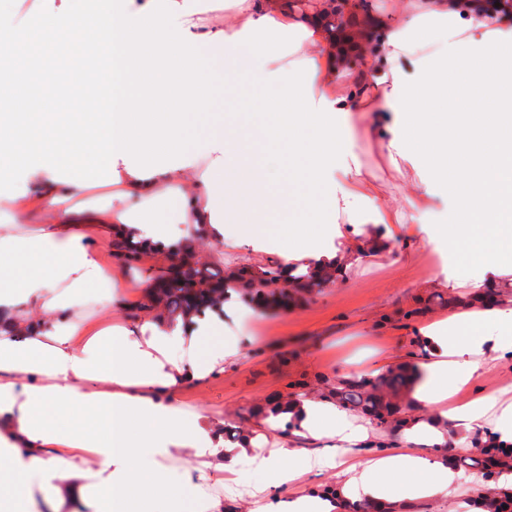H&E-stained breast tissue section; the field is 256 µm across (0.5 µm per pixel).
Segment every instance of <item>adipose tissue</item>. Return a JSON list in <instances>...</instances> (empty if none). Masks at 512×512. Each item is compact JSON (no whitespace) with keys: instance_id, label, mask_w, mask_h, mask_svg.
Wrapping results in <instances>:
<instances>
[{"instance_id":"adipose-tissue-1","label":"adipose tissue","mask_w":512,"mask_h":512,"mask_svg":"<svg viewBox=\"0 0 512 512\" xmlns=\"http://www.w3.org/2000/svg\"><path fill=\"white\" fill-rule=\"evenodd\" d=\"M227 8L212 21L202 0H61L51 26L0 30V207L13 214L0 224V512H224V477L245 467L269 476L251 512H342L452 487L457 456L474 445L449 444L441 417L512 441V402L454 401L478 377L484 345L512 351L501 333L512 307L478 303L427 334L411 399L439 418L405 433L426 435L430 453L365 451L366 434L335 403L305 399L288 417L337 440L306 458L225 442L175 403L235 355L220 319L132 325L87 313L140 306L146 293L101 255L116 231L151 249L211 236L277 255L288 275L342 264L339 223L363 213L402 223L370 177L336 166L337 144L365 114L381 154L424 170L405 199L426 244L483 267L512 254V0H391L380 15L363 0ZM245 86L274 94L210 115L209 132L188 140L220 91ZM284 157L296 173L283 172ZM103 183L110 192L91 200ZM443 194L448 220L430 222ZM285 214L319 233L285 246L291 227L266 222ZM327 468L337 498L288 491Z\"/></svg>"}]
</instances>
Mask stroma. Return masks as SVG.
<instances>
[{
    "mask_svg": "<svg viewBox=\"0 0 512 512\" xmlns=\"http://www.w3.org/2000/svg\"><path fill=\"white\" fill-rule=\"evenodd\" d=\"M356 159L362 173L371 174L381 193L398 208L421 172L411 163L392 167L367 147L362 133L336 155L337 162ZM337 249H350L351 258L335 282L314 289L308 301L281 312L260 311L240 315L224 310V338L237 353L224 371L201 382L184 384L175 401L185 411L201 413L242 427L256 437L260 447L289 445L314 454L326 440L296 434L294 428H269L254 417L256 408L281 395L299 398L371 372L372 361L393 353L401 363H414L428 352L421 330L448 314L447 300L464 293L471 271L466 263L449 259V277L435 281L425 275L420 255L426 247L415 236L388 237L379 224L342 225ZM206 264L222 271L248 267L254 272L276 267L272 254L233 248L225 243L195 238ZM483 368L461 398L494 396L512 401V358L485 349ZM265 481L263 473L247 470L224 485V512H250L252 496ZM471 473H463L447 493L429 499L402 500L395 512H472L474 492Z\"/></svg>",
    "mask_w": 512,
    "mask_h": 512,
    "instance_id": "obj_1",
    "label": "stroma"
}]
</instances>
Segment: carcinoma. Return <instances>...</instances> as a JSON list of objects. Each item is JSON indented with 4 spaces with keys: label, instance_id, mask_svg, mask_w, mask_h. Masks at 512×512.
<instances>
[{
    "label": "carcinoma",
    "instance_id": "cac0c4a2",
    "mask_svg": "<svg viewBox=\"0 0 512 512\" xmlns=\"http://www.w3.org/2000/svg\"><path fill=\"white\" fill-rule=\"evenodd\" d=\"M181 255V270L161 271L148 277L161 286L149 294L151 306L162 307L161 319L182 318L189 320L200 317L209 310L224 306L227 290L224 288V275L208 271L193 261L194 249L185 244L175 250ZM335 278L328 269L320 271H300L290 276L289 286L280 288L282 271L265 270L260 275L242 268L233 275L237 283L234 289L237 297L248 302L260 300L267 306L288 307L291 301L300 302ZM412 384L411 374L400 366L379 376H363L358 379L341 381L328 389L322 398L331 400L340 408L359 412L369 418L378 428L395 432L406 425L407 419L401 416L400 401ZM475 447L479 456L456 460V464L477 470L483 479H491L500 468L512 466V445L508 446L494 438L485 441L477 438Z\"/></svg>",
    "mask_w": 512,
    "mask_h": 512
}]
</instances>
